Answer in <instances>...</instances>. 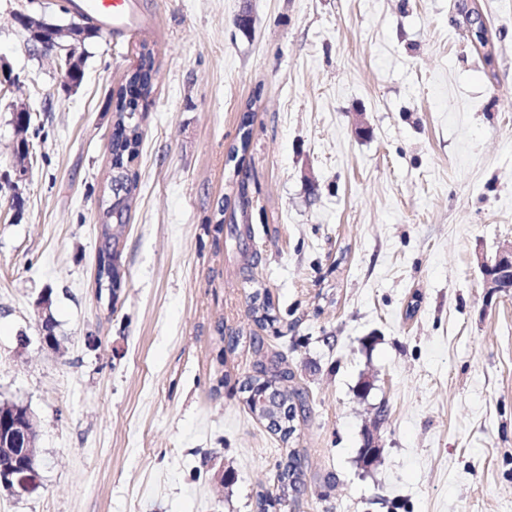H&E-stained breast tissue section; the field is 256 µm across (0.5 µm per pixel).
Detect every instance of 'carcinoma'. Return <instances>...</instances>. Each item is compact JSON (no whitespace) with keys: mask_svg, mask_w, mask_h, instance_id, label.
<instances>
[{"mask_svg":"<svg viewBox=\"0 0 512 512\" xmlns=\"http://www.w3.org/2000/svg\"><path fill=\"white\" fill-rule=\"evenodd\" d=\"M154 68L152 52L141 56L136 72L128 78L130 83H140L145 89L150 86V72ZM125 103L123 92L116 95L115 105V132L112 134L110 152L112 155L111 183L113 193L108 202V209L103 213L98 247L97 284H102L103 276L112 278V287L120 283V273L115 264L117 248L127 223L128 215L135 192L138 188L139 177L137 172L130 168V163L138 154L142 133L140 127L125 131ZM251 116H243L239 127L240 146H233L229 150L228 161L237 159L238 152L247 150L251 138ZM216 231L221 232L224 222L233 224L231 234L241 241L250 237L249 228H240L236 213L224 217V206L217 210ZM274 308L268 296L253 295L251 308L254 321L258 324L275 320ZM293 379V373L288 369L286 356L276 353L269 363L262 361L256 364V375L247 378L241 385L242 392L247 394L246 403L251 411L259 418L267 421L268 427L281 435L283 440L294 432V420L298 416H305L310 412L309 394L307 390L288 386ZM303 472L300 458L291 453L278 465L277 480L280 484L279 502L288 501V496L298 494L303 487Z\"/></svg>","mask_w":512,"mask_h":512,"instance_id":"cac0c4a2","label":"carcinoma"}]
</instances>
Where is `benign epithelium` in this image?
<instances>
[{
  "instance_id": "7a95c632",
  "label": "benign epithelium",
  "mask_w": 512,
  "mask_h": 512,
  "mask_svg": "<svg viewBox=\"0 0 512 512\" xmlns=\"http://www.w3.org/2000/svg\"><path fill=\"white\" fill-rule=\"evenodd\" d=\"M20 25L30 32L37 44L36 50L64 54L63 87L68 90L77 88L71 79L76 69L82 67L83 54L78 48L83 46L84 24L72 22L58 27L47 22L42 16L26 13L18 14ZM31 151L26 144L18 158L14 177L0 181V190L10 193L11 202L22 198L28 169L25 165ZM483 275L486 298L507 294L512 291V243L501 246L494 257L479 260ZM41 311V339L49 346L57 344L56 337L49 331L51 316L48 312L49 299L41 298L37 303ZM37 430L28 405L20 403L17 410L0 412V486L11 491L33 492L39 487L38 460L36 456Z\"/></svg>"
}]
</instances>
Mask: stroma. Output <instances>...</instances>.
Masks as SVG:
<instances>
[{
	"label": "stroma",
	"mask_w": 512,
	"mask_h": 512,
	"mask_svg": "<svg viewBox=\"0 0 512 512\" xmlns=\"http://www.w3.org/2000/svg\"><path fill=\"white\" fill-rule=\"evenodd\" d=\"M137 3L148 27L92 39L67 91L15 16L69 15L0 0L16 77L0 176L18 105L35 147L21 211L0 195V402L29 405L41 461L0 512H261L290 449L304 486L279 512H512V295L487 300L478 263L512 242V0ZM145 45L156 74L111 299L96 285L111 102ZM241 175L244 246L215 224ZM257 291L276 308L265 330ZM277 352L310 396L286 442L240 390Z\"/></svg>",
	"instance_id": "stroma-1"
}]
</instances>
